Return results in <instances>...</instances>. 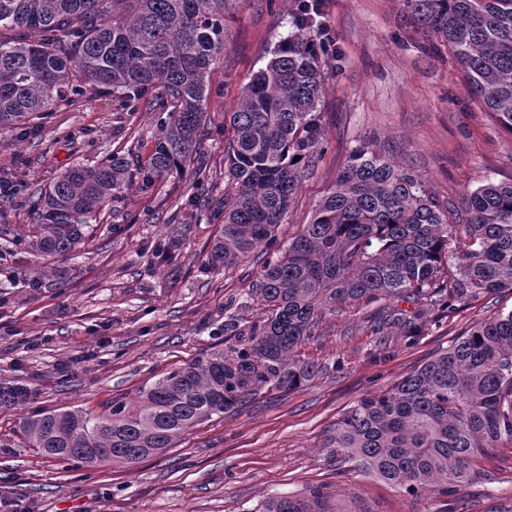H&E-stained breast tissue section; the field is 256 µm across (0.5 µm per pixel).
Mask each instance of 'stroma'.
<instances>
[{
	"label": "stroma",
	"mask_w": 512,
	"mask_h": 512,
	"mask_svg": "<svg viewBox=\"0 0 512 512\" xmlns=\"http://www.w3.org/2000/svg\"><path fill=\"white\" fill-rule=\"evenodd\" d=\"M297 0H225L224 51L212 65L199 157L192 169L121 192L98 216L77 257H40L15 241L32 228L27 195L73 163L113 153L146 165L159 137V110L121 106L111 91L77 97L28 135L0 130V177L22 184L0 199V384L28 398L0 408V498L19 512H263L280 495L321 492L330 512H512V445L478 456L477 480L449 498L411 495L359 472L326 441L364 396L389 388L444 353L476 324L512 309V291L426 311L421 336L374 335L382 302L326 316L302 345L317 376L271 390L179 436L174 448L129 467L88 468L28 447L24 419L113 397L207 352L226 314L259 319L251 288L259 266L207 267L221 227L193 197L223 199L225 113L275 44L293 32ZM332 40L319 104L326 149L302 180L276 230L288 245L309 223L351 151L372 137L378 151L439 201L459 206L465 190L512 180V133L472 102L445 47L416 31L402 0H322ZM56 276L42 277L43 267Z\"/></svg>",
	"instance_id": "1"
}]
</instances>
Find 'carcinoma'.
<instances>
[{
    "mask_svg": "<svg viewBox=\"0 0 512 512\" xmlns=\"http://www.w3.org/2000/svg\"><path fill=\"white\" fill-rule=\"evenodd\" d=\"M429 38L450 50L473 101L512 132V0H402ZM317 11L302 4L297 33L252 74L225 142L234 186L208 265L230 269L275 247V230L304 173L324 153L318 105L329 44ZM224 49V0H0V130L108 87L129 106L154 92L171 104L142 184L181 173L197 157L209 73ZM131 163L114 154L76 163L31 196L30 248L76 252L131 183ZM467 223L412 175L365 142L355 148L311 221L285 251L264 261L255 294L264 316L229 314L223 347L112 398L103 413L35 414L23 423L31 447L58 461L126 465L174 447L175 439L262 391L310 381L319 366L299 354L312 328L356 301L465 303L512 289V182L486 181L462 198ZM418 315L387 306L372 332L421 335ZM25 400L0 387V405ZM512 443V310L474 327L448 351L390 388L370 394L336 422L328 447L355 467L412 495L455 494L475 480L474 459ZM265 512H324L319 494L278 496Z\"/></svg>",
    "mask_w": 512,
    "mask_h": 512,
    "instance_id": "1",
    "label": "carcinoma"
}]
</instances>
